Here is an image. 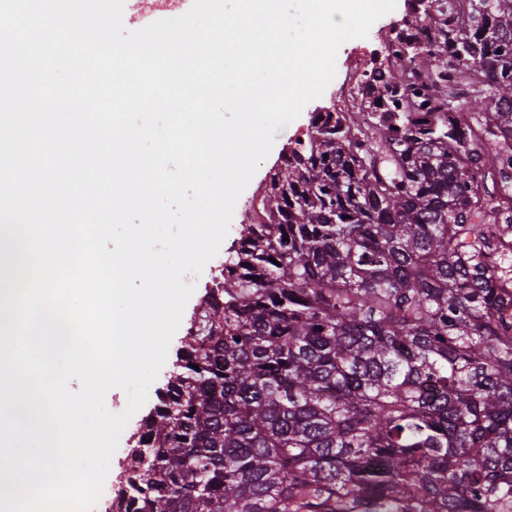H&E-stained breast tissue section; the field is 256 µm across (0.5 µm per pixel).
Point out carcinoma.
Masks as SVG:
<instances>
[{
  "label": "carcinoma",
  "instance_id": "cac0c4a2",
  "mask_svg": "<svg viewBox=\"0 0 512 512\" xmlns=\"http://www.w3.org/2000/svg\"><path fill=\"white\" fill-rule=\"evenodd\" d=\"M409 7L250 202L112 512H512V0Z\"/></svg>",
  "mask_w": 512,
  "mask_h": 512
}]
</instances>
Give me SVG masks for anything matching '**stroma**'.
<instances>
[{
  "label": "stroma",
  "instance_id": "obj_1",
  "mask_svg": "<svg viewBox=\"0 0 512 512\" xmlns=\"http://www.w3.org/2000/svg\"><path fill=\"white\" fill-rule=\"evenodd\" d=\"M406 13V0H397L395 9L379 18L372 25L368 37L352 39L343 43L337 54L336 75L331 85H328L326 93H323L321 97L309 102L296 120L276 133L274 146L270 154L259 166L254 179L250 181L242 194L241 200L237 204L236 216L222 243L221 250L206 264L203 272L194 279L195 290L184 309L181 324L170 343L167 361L157 379L149 388L148 400L146 402L147 407L151 408L156 404L157 392L167 381V377L176 359V352L182 345V341L187 334L194 313L200 307L207 290L212 288L215 277L220 274V270L227 256V250L238 236L240 226L245 220L246 211L252 197L262 192L266 178L269 172L277 166L283 150L288 147L298 135L307 130L312 112L321 109V107L330 105L332 92H335L337 86L348 82L353 76V63L355 59L359 57L372 58L374 52L380 50L385 35L388 34L393 26L401 24Z\"/></svg>",
  "mask_w": 512,
  "mask_h": 512
}]
</instances>
